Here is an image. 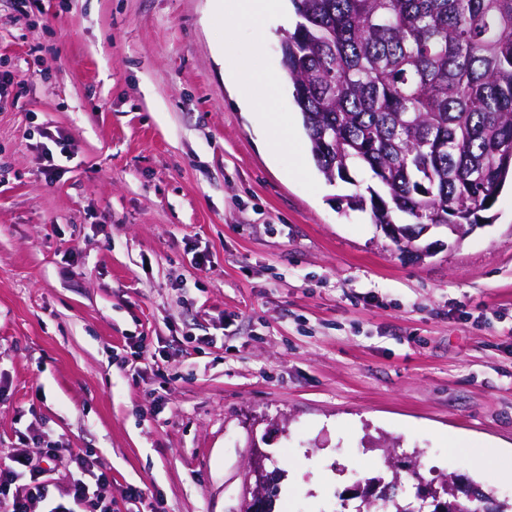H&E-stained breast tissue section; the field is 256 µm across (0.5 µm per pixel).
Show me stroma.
<instances>
[{"label": "stroma", "mask_w": 512, "mask_h": 512, "mask_svg": "<svg viewBox=\"0 0 512 512\" xmlns=\"http://www.w3.org/2000/svg\"><path fill=\"white\" fill-rule=\"evenodd\" d=\"M293 29L225 30L215 0H0V462L49 457L31 512L76 473L57 448L94 455L112 512L132 486L242 512L257 448L274 512H352L383 439L404 492L415 470L512 503L476 467H512V188L461 244L400 253L318 172L289 84L235 101L226 65L283 72ZM272 110L300 131L277 160Z\"/></svg>", "instance_id": "1"}]
</instances>
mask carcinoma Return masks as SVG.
<instances>
[{"instance_id": "1", "label": "carcinoma", "mask_w": 512, "mask_h": 512, "mask_svg": "<svg viewBox=\"0 0 512 512\" xmlns=\"http://www.w3.org/2000/svg\"><path fill=\"white\" fill-rule=\"evenodd\" d=\"M283 63L319 172L376 224H486L512 180V0H290ZM447 512L464 503L442 483Z\"/></svg>"}]
</instances>
